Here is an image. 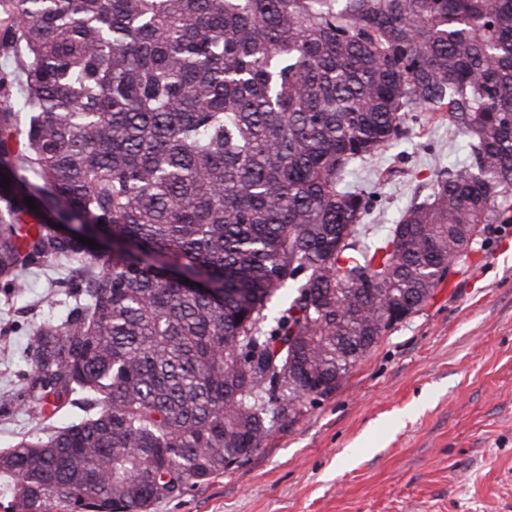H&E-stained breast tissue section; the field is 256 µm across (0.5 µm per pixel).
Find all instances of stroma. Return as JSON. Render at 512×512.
<instances>
[{"label": "stroma", "instance_id": "35a3bbf8", "mask_svg": "<svg viewBox=\"0 0 512 512\" xmlns=\"http://www.w3.org/2000/svg\"><path fill=\"white\" fill-rule=\"evenodd\" d=\"M406 133L350 183L369 200L362 235L386 234L464 160L465 137L411 111ZM49 261L23 296L0 293V394L25 368L30 331L60 314ZM150 512H512V224H491L425 306L384 333L333 394L275 425L263 446Z\"/></svg>", "mask_w": 512, "mask_h": 512}]
</instances>
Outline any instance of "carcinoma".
I'll use <instances>...</instances> for the list:
<instances>
[{
    "mask_svg": "<svg viewBox=\"0 0 512 512\" xmlns=\"http://www.w3.org/2000/svg\"><path fill=\"white\" fill-rule=\"evenodd\" d=\"M0 56V291L81 271L0 396L40 422L0 451L6 512L208 483L512 224V0H0ZM413 108L468 158L366 243L344 178ZM60 206L112 254L59 236Z\"/></svg>",
    "mask_w": 512,
    "mask_h": 512,
    "instance_id": "cac0c4a2",
    "label": "carcinoma"
}]
</instances>
